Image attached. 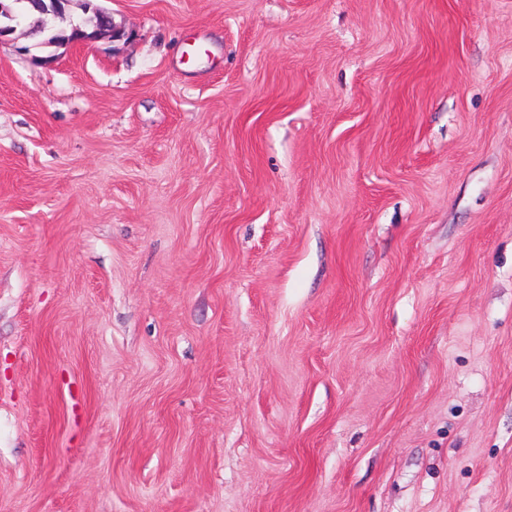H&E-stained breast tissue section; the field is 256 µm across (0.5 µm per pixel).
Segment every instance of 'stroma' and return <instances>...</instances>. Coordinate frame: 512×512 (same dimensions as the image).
<instances>
[{"label": "stroma", "instance_id": "1", "mask_svg": "<svg viewBox=\"0 0 512 512\" xmlns=\"http://www.w3.org/2000/svg\"><path fill=\"white\" fill-rule=\"evenodd\" d=\"M0 45V512H512V0H96ZM88 8V11L92 13V16L90 17V21H93L96 24H100L102 18L101 14H103V17L105 18V21L100 24V26L97 28V31L99 32L98 35L94 38H87L85 33L80 32L79 29L75 26L72 27L71 35H67L66 31H58L51 35L47 39V44H59V43H81L87 40H95V39H110L112 42L120 41L125 38V40H128L131 36V33H127L123 28L118 27L111 17V15L102 9L101 14L97 10L98 6L95 4L88 3L86 6ZM91 13L89 15H91ZM74 33V35L72 34ZM81 33V34H79Z\"/></svg>", "mask_w": 512, "mask_h": 512}]
</instances>
